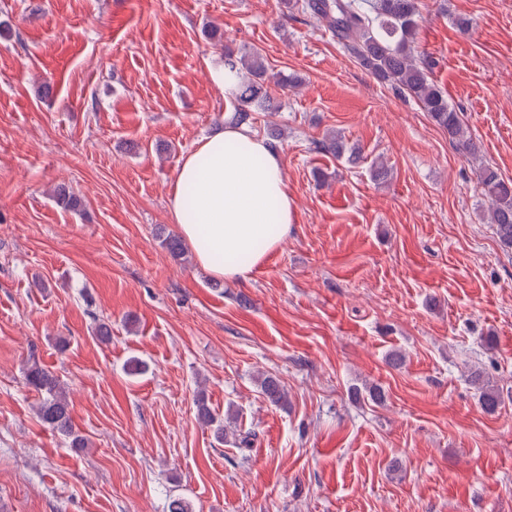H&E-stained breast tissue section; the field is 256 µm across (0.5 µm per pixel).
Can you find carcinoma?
I'll use <instances>...</instances> for the list:
<instances>
[{
  "label": "carcinoma",
  "mask_w": 512,
  "mask_h": 512,
  "mask_svg": "<svg viewBox=\"0 0 512 512\" xmlns=\"http://www.w3.org/2000/svg\"><path fill=\"white\" fill-rule=\"evenodd\" d=\"M301 10L336 34L344 48L377 79L388 83L399 94L415 98L431 119L448 133L449 141L464 152H475V144L467 136L459 113L431 79L435 61L416 50V35L422 22L418 0H302ZM224 68L235 80L232 96L235 124L253 125L254 113L275 109L269 92L271 85H282L287 79L267 72L259 50L252 48L237 56L224 54ZM319 148L353 162L360 151L346 150L342 138H325ZM481 194L489 203L487 220L498 240L512 250V180L484 165L478 171ZM25 379L41 399L37 406L39 418L52 431L67 438L70 447L85 448L86 438L76 431L70 415L66 391L57 375L30 356ZM471 381L478 385L480 403L489 412L501 403L499 388L479 370L471 372ZM265 398L274 405L283 403L287 394L279 380L266 376L260 381ZM197 418L202 425L224 438V419L214 414L203 396L196 399Z\"/></svg>",
  "instance_id": "1"
}]
</instances>
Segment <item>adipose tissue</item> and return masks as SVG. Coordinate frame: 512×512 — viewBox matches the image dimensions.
I'll use <instances>...</instances> for the list:
<instances>
[{"label":"adipose tissue","mask_w":512,"mask_h":512,"mask_svg":"<svg viewBox=\"0 0 512 512\" xmlns=\"http://www.w3.org/2000/svg\"><path fill=\"white\" fill-rule=\"evenodd\" d=\"M169 212L209 278L247 280L293 223L280 150L247 126L225 123L184 156Z\"/></svg>","instance_id":"1"}]
</instances>
